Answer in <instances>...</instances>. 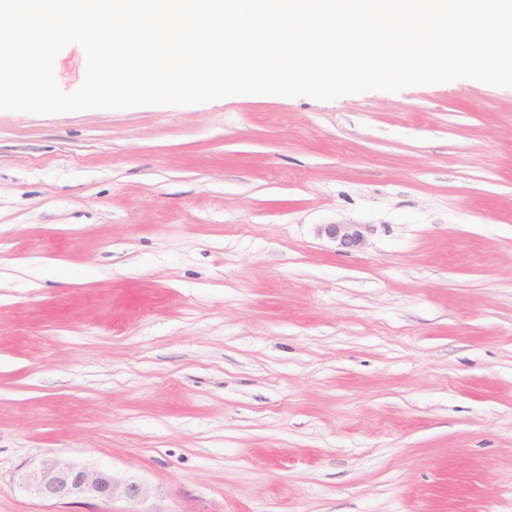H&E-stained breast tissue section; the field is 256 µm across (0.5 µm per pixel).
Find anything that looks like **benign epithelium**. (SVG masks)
<instances>
[{"mask_svg":"<svg viewBox=\"0 0 512 512\" xmlns=\"http://www.w3.org/2000/svg\"><path fill=\"white\" fill-rule=\"evenodd\" d=\"M318 234L339 248L359 249L365 243L366 228L360 224H321ZM23 481L35 497L65 504L81 499L141 501L148 495L145 485L133 477L117 476L109 470L79 466L58 458L31 464Z\"/></svg>","mask_w":512,"mask_h":512,"instance_id":"obj_1","label":"benign epithelium"}]
</instances>
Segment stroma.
<instances>
[{"label": "stroma", "mask_w": 512, "mask_h": 512, "mask_svg": "<svg viewBox=\"0 0 512 512\" xmlns=\"http://www.w3.org/2000/svg\"><path fill=\"white\" fill-rule=\"evenodd\" d=\"M0 512H512V88L0 112ZM367 228L361 224H321L318 234L325 236L342 249H360L366 239ZM23 481L38 499L65 504L81 499L141 501L148 495L145 485L134 477H121L109 470L79 466L58 458L32 463Z\"/></svg>", "instance_id": "35a3bbf8"}]
</instances>
